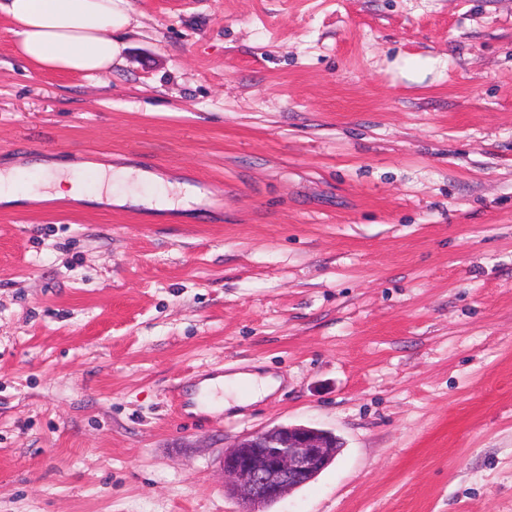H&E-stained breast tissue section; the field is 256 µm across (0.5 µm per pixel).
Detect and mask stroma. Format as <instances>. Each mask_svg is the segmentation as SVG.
I'll return each mask as SVG.
<instances>
[{"instance_id": "obj_1", "label": "stroma", "mask_w": 512, "mask_h": 512, "mask_svg": "<svg viewBox=\"0 0 512 512\" xmlns=\"http://www.w3.org/2000/svg\"><path fill=\"white\" fill-rule=\"evenodd\" d=\"M128 2L94 77L0 19V168L194 189L0 203V512H239L277 425L343 446L264 512H512V0ZM171 191H167L165 188H162L161 192L158 193L156 198V203L154 207L157 209H177L181 208L184 205V199L188 193L189 185L181 184L169 185ZM278 385L279 381L270 375L258 372L224 375L201 384L200 388L208 400L200 401L199 406L203 409L228 410L233 406L256 402L272 393ZM219 390L223 391V395L217 394Z\"/></svg>"}]
</instances>
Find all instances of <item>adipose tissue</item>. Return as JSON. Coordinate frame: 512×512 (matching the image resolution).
Segmentation results:
<instances>
[{
    "instance_id": "obj_1",
    "label": "adipose tissue",
    "mask_w": 512,
    "mask_h": 512,
    "mask_svg": "<svg viewBox=\"0 0 512 512\" xmlns=\"http://www.w3.org/2000/svg\"><path fill=\"white\" fill-rule=\"evenodd\" d=\"M126 0H0V16L10 24L17 38L19 55L35 69L48 72L98 75L109 71L116 53L112 32L125 23ZM93 188L74 178L60 163L40 164L37 178L24 184L26 169L0 170V201L33 199H98L113 188L137 201L138 189L146 177L134 168L92 165L88 168ZM276 379L257 372L225 375L202 383L207 409H229L268 396L277 387Z\"/></svg>"
}]
</instances>
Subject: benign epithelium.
Returning a JSON list of instances; mask_svg holds the SVG:
<instances>
[{
  "label": "benign epithelium",
  "mask_w": 512,
  "mask_h": 512,
  "mask_svg": "<svg viewBox=\"0 0 512 512\" xmlns=\"http://www.w3.org/2000/svg\"><path fill=\"white\" fill-rule=\"evenodd\" d=\"M338 447L333 434L303 425L255 431L224 452V480L240 499L241 512H260L325 469Z\"/></svg>",
  "instance_id": "benign-epithelium-1"
}]
</instances>
